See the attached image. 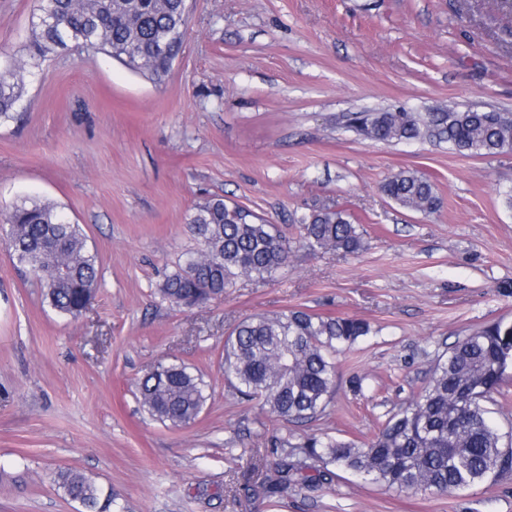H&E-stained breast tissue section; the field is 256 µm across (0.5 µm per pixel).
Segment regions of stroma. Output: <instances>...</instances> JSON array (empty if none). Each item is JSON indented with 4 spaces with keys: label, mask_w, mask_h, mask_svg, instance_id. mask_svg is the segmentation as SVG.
Instances as JSON below:
<instances>
[{
    "label": "stroma",
    "mask_w": 512,
    "mask_h": 512,
    "mask_svg": "<svg viewBox=\"0 0 512 512\" xmlns=\"http://www.w3.org/2000/svg\"><path fill=\"white\" fill-rule=\"evenodd\" d=\"M183 50L158 82L96 51L31 70L0 124V214L59 204L98 254L83 315L58 314L0 244V512H79L54 482L80 470L125 512H512V474L455 496L399 492L343 475L262 494L251 458L274 438L364 441L427 383L461 336L512 319V152L469 156L428 141L381 143L350 112L451 104L512 112V14L499 0H188ZM36 0H0V64L24 54ZM411 169L434 212L381 186ZM291 242L272 277H239L190 307L159 287L199 247L187 222L210 195ZM344 210L365 229L356 255L311 250L295 216ZM301 306L368 321L336 357L325 412L264 413L225 380L224 340L241 321ZM202 374L190 425L151 420L138 379L159 361ZM363 379L362 393L349 380Z\"/></svg>",
    "instance_id": "stroma-1"
}]
</instances>
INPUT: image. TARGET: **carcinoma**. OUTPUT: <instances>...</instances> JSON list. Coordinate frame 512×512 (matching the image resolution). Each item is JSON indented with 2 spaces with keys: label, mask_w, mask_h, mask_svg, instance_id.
<instances>
[{
  "label": "carcinoma",
  "mask_w": 512,
  "mask_h": 512,
  "mask_svg": "<svg viewBox=\"0 0 512 512\" xmlns=\"http://www.w3.org/2000/svg\"><path fill=\"white\" fill-rule=\"evenodd\" d=\"M187 30L183 0H39L23 64L0 69V122L14 118L28 68L60 51L88 45L133 72L160 80L180 55ZM345 127L379 142L429 140L464 155L512 151V113L461 109L435 112L403 107L351 112ZM383 193L414 212L435 211L434 186L413 170L382 185ZM188 223L200 248L163 282L160 293L193 306L224 293L239 276L265 279L288 258V241L273 225L238 205L212 196L196 205ZM312 248L356 254L364 230L342 210H314L296 219ZM6 245L59 313L78 318L100 278L97 252L81 225L51 201L24 199L6 218ZM372 333L370 324L291 307L240 322L224 340V377L239 394L287 422L323 413L336 385L335 355ZM512 380V320L499 319L459 338L437 357L427 384L367 441L308 436L272 443L262 485L271 495L298 482L332 485L349 473L412 494L452 495L512 474V431L490 419L486 403ZM138 400L153 420L173 427L194 422L207 396L205 382L188 365L161 362L137 383ZM54 482L83 512H110L112 494L77 470L58 471Z\"/></svg>",
  "instance_id": "obj_1"
}]
</instances>
